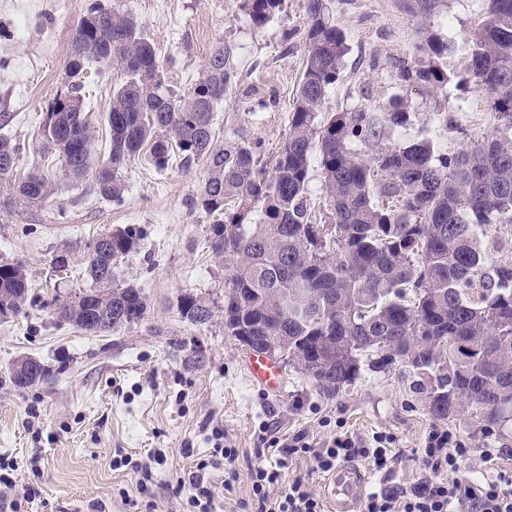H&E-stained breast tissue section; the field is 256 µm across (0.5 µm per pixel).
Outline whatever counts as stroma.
Wrapping results in <instances>:
<instances>
[{
	"mask_svg": "<svg viewBox=\"0 0 512 512\" xmlns=\"http://www.w3.org/2000/svg\"><path fill=\"white\" fill-rule=\"evenodd\" d=\"M92 0H0V137L19 149L18 175L40 168L57 189L46 205L10 203L0 197V255L25 264L30 292L22 313L0 317V459L12 461L35 495L22 512H134L137 476L113 469L120 456L153 466L150 493L161 512H184L172 494L177 476L212 448L222 429L238 449L239 479L224 489L223 468L206 480L219 512H239L251 499L250 470L269 463L271 439L306 434L322 446L337 431L367 439L385 432L396 439L390 484L411 487L426 473L413 459L434 421L418 391L414 372L396 364L385 373L364 372L336 397L320 395L296 369H282V387L271 392L252 382L249 349L224 332V279L231 263L209 246L211 215L191 198L203 166L185 169L180 158L155 169L139 157L122 172L125 199L115 204L97 192L94 175L64 178L56 152L46 151L39 131L64 89L72 35ZM132 17L154 45L174 94L196 82L215 43H224L234 71L232 87L215 113L221 143L262 141L261 160L273 164L288 137V111L302 72L308 15L305 0H284L267 24L253 25L242 0H107ZM344 31L348 52L344 77L325 111H375L391 98L412 103L406 130L385 132V141L406 146L421 140L458 151L490 134L495 113L465 73L470 37L484 0H449L431 29L454 45L445 89L407 87L399 80L420 41L418 23L399 0H328ZM119 70L90 75L85 111L94 127L93 156L105 161L107 122ZM138 228V248L114 267L117 283L140 288L142 318L108 333H90L62 321L60 304L91 286L84 273L86 245L98 234ZM66 256L67 267L55 264ZM193 294L215 308L205 324L183 319L180 296ZM25 356L50 365L54 379L20 390L10 380ZM468 448L464 468L485 471L483 451L494 446V467L512 472V425L483 436L469 413L445 421Z\"/></svg>",
	"mask_w": 512,
	"mask_h": 512,
	"instance_id": "35a3bbf8",
	"label": "stroma"
}]
</instances>
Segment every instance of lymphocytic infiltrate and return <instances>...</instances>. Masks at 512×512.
I'll list each match as a JSON object with an SVG mask.
<instances>
[{
	"label": "lymphocytic infiltrate",
	"mask_w": 512,
	"mask_h": 512,
	"mask_svg": "<svg viewBox=\"0 0 512 512\" xmlns=\"http://www.w3.org/2000/svg\"><path fill=\"white\" fill-rule=\"evenodd\" d=\"M213 437L209 459L178 477L174 488L175 493H187V503L195 512L216 509L214 496L205 483L208 468L223 466L225 490H232L237 480V449L225 444L222 430H215ZM394 448V437L386 433H376L368 439L340 433L319 448L302 433L283 439L276 444L275 462L254 467L250 473L258 512H322L305 477L286 478L284 470L289 456H309L317 471L323 473L333 472L340 463L361 458L369 461L375 472L387 474L395 458ZM467 454L450 431L432 429L422 447L415 451L417 461L431 471V478L407 489L384 486L373 490L366 496L363 512H512V473L501 471L473 479L461 468Z\"/></svg>",
	"instance_id": "obj_1"
}]
</instances>
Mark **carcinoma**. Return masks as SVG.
<instances>
[{"label": "carcinoma", "instance_id": "1", "mask_svg": "<svg viewBox=\"0 0 512 512\" xmlns=\"http://www.w3.org/2000/svg\"><path fill=\"white\" fill-rule=\"evenodd\" d=\"M283 0H243L256 26L280 12ZM420 20V59L400 71V81L432 90L451 76L443 59L448 41L430 30L447 0H400ZM305 61L288 116V138L272 171L259 164L262 144L214 142V112L233 73L224 43L213 46L196 83L183 95L165 88L163 65L133 18L94 0L75 29L63 94L49 107L40 137L58 153L63 175L81 179L93 165V130L83 108L85 69L91 62L117 68L112 91L108 159L97 166L101 197L120 203L121 172L143 153L158 170L172 155L182 165L204 166L192 205L214 216L210 248L232 260L224 282V332H246L273 343L275 360L311 378L323 395H339L361 376V359L380 373L420 349L411 364L423 379L430 416L446 421L463 410L483 422L484 435L512 421V242L494 235L512 224V0H485L471 35L467 71L491 102L496 130L453 153L420 141L407 146L381 141L367 112L323 113L340 79L347 52L344 31L326 13L324 0H307ZM411 107L390 101L384 121L406 128ZM372 143V152L355 148ZM321 170L322 196L311 197V158ZM18 150L0 139V190L42 206L53 184L35 168L13 181ZM259 219L251 221L253 214ZM140 231L127 227L96 237L85 272L93 287L58 308L60 319L91 332H109L141 319L142 292L115 284L112 269L132 252ZM28 297L25 266L0 257V317L20 313ZM183 318L205 324L214 316L202 299L187 294ZM467 345L448 362V337ZM31 370L11 383L27 389L55 376L39 360H18Z\"/></svg>", "mask_w": 512, "mask_h": 512}]
</instances>
